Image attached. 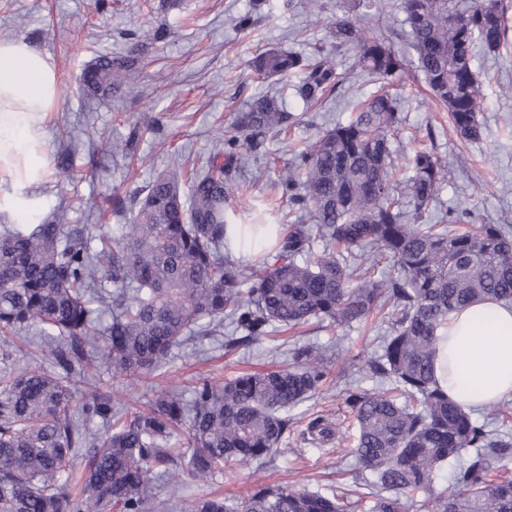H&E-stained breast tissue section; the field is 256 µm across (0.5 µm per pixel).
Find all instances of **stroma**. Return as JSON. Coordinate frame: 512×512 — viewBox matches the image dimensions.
Listing matches in <instances>:
<instances>
[{
    "label": "stroma",
    "instance_id": "stroma-1",
    "mask_svg": "<svg viewBox=\"0 0 512 512\" xmlns=\"http://www.w3.org/2000/svg\"><path fill=\"white\" fill-rule=\"evenodd\" d=\"M260 9H253V2ZM166 0H0V40L20 39L48 56L66 98L47 118V168L36 188L37 210L30 216L10 215L13 224H38L65 209L70 224H93L98 234L111 235L134 221L132 210L115 212L113 198L130 200L137 188L178 165L191 173L224 145L234 112L260 93L285 96L289 111L302 121L278 135H268L256 165L241 172L250 184L246 202L272 199L271 186L292 152L323 129L346 121L372 83L352 58L340 59L341 84L322 104L307 106L284 82L262 79L250 69L259 52L281 47L310 53L316 42L328 41L330 26L344 12L346 0H181L165 9ZM400 0H379L362 21L366 36H384L406 62L415 53L407 28L400 24ZM247 28H238L241 17ZM132 56L137 64L124 92L98 100L79 89L85 65L99 55ZM475 67L483 81L478 119L480 140L457 136L446 110L436 106L413 71L397 80L393 91L403 123L393 142L399 154L425 148L447 160V182L433 203L427 222H436L455 207L476 224L512 226V44L497 53L477 52ZM386 330L380 319L346 330L325 323L288 331L252 349L224 352L203 338L176 353L169 364L140 381L99 370L98 382L110 386L129 406L142 405L149 386L190 392L196 378L229 379L246 370L276 367L283 343L314 342L328 348L333 359L320 394L291 409L294 423L281 452L263 467L227 471L210 481L211 490L243 495L261 484H288L321 492L355 489V476L342 449L351 447L355 422L345 403L349 386L372 387L358 367L378 352ZM336 424L329 452L302 439L317 415Z\"/></svg>",
    "mask_w": 512,
    "mask_h": 512
}]
</instances>
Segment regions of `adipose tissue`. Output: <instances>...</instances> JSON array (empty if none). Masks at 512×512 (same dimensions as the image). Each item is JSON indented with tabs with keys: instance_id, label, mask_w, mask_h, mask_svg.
I'll use <instances>...</instances> for the list:
<instances>
[{
	"instance_id": "obj_1",
	"label": "adipose tissue",
	"mask_w": 512,
	"mask_h": 512,
	"mask_svg": "<svg viewBox=\"0 0 512 512\" xmlns=\"http://www.w3.org/2000/svg\"><path fill=\"white\" fill-rule=\"evenodd\" d=\"M58 107L56 73L21 40H0V183L15 192L0 206L22 215L45 176L46 118ZM436 375L449 397L479 409L512 398V306L485 301L448 320Z\"/></svg>"
}]
</instances>
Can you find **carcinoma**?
Returning a JSON list of instances; mask_svg holds the SVG:
<instances>
[{"mask_svg":"<svg viewBox=\"0 0 512 512\" xmlns=\"http://www.w3.org/2000/svg\"><path fill=\"white\" fill-rule=\"evenodd\" d=\"M401 11L432 95L461 138L481 139L473 50L507 44L503 0H401ZM331 33L332 51L272 48L250 63L264 78L301 74L292 90L310 106L339 84L337 53L354 52L382 85L351 119L294 151L278 179L291 222L238 224L248 190L243 147L255 152L300 121L263 94L235 114L224 149L190 182L175 168L140 189L136 223L120 237H101L95 249L94 225L72 227L62 213L0 226V512H155L153 480L173 468L204 484L277 455L288 410L328 375L325 348L304 343L276 369L201 378L188 400L156 392L130 410L100 383L83 387L91 370L148 376L201 337L227 352L249 349L312 318L351 329L387 305L380 352L359 367L380 386L346 397L357 429L353 471L367 492L354 499L264 484L241 500L194 497L188 512H356L365 498L368 512H405L418 492L430 495L431 512H512V479L497 474L512 459V433L452 402L435 377L451 313L481 301L512 305V229H450L466 223L453 208L438 224L421 223L447 169L416 150L406 157L409 175L394 179L391 136L402 118L383 86L403 75L405 60L351 15ZM129 71V61L101 55L83 72V94L115 92ZM369 250L394 273L356 275L352 263ZM101 272L112 288L101 287ZM23 333L44 363L15 367ZM308 433L321 446L335 436L321 416ZM447 475L452 489L436 490Z\"/></svg>","mask_w":512,"mask_h":512,"instance_id":"cac0c4a2","label":"carcinoma"}]
</instances>
